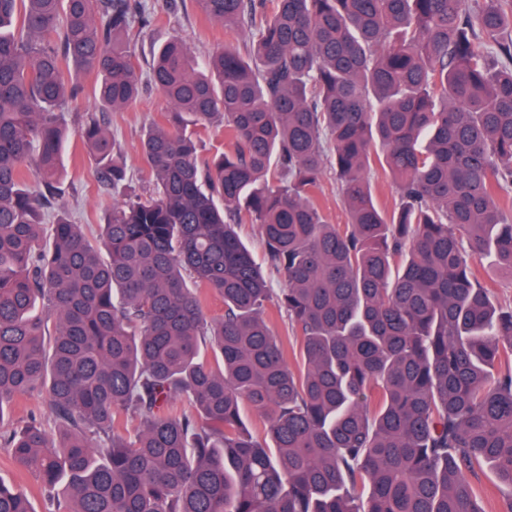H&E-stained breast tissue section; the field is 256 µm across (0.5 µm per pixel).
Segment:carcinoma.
Instances as JSON below:
<instances>
[{"instance_id":"1","label":"carcinoma","mask_w":512,"mask_h":512,"mask_svg":"<svg viewBox=\"0 0 512 512\" xmlns=\"http://www.w3.org/2000/svg\"><path fill=\"white\" fill-rule=\"evenodd\" d=\"M197 3L245 53L202 71L175 34L144 78L130 0H0V450L48 512H482L478 469L512 486V305L474 268L512 275V0ZM146 83L139 192L105 115ZM66 109L112 189L95 235L47 211ZM22 396L57 432L4 426ZM0 512L36 510L0 480ZM221 151H224V125L216 119L206 131H202L198 152L202 159H208ZM318 205L332 224L346 223V213L342 206L336 180L332 172L327 171L317 194ZM373 193L377 202L389 210L394 207L399 199L395 184L384 177L373 180Z\"/></svg>"}]
</instances>
